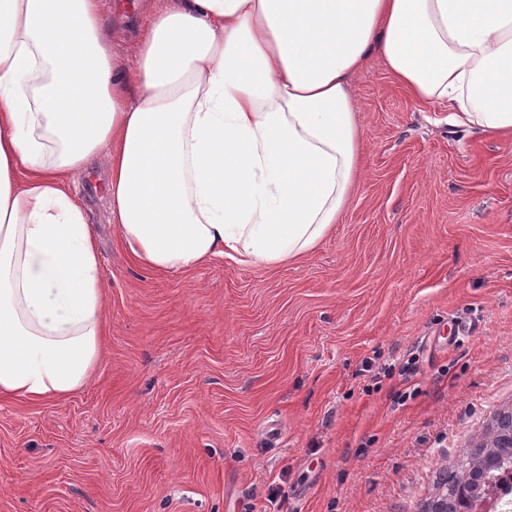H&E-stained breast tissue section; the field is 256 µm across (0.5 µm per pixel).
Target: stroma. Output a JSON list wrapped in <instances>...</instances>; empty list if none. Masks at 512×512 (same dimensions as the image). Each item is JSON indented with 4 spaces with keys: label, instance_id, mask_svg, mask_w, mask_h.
Here are the masks:
<instances>
[{
    "label": "stroma",
    "instance_id": "1",
    "mask_svg": "<svg viewBox=\"0 0 512 512\" xmlns=\"http://www.w3.org/2000/svg\"><path fill=\"white\" fill-rule=\"evenodd\" d=\"M354 94L358 190L281 266L147 268L109 223L106 158L97 192L70 185L108 333L66 400L0 398V512H421L512 406V140L374 59ZM458 316L474 333L446 344Z\"/></svg>",
    "mask_w": 512,
    "mask_h": 512
}]
</instances>
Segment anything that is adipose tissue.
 Instances as JSON below:
<instances>
[{
    "mask_svg": "<svg viewBox=\"0 0 512 512\" xmlns=\"http://www.w3.org/2000/svg\"><path fill=\"white\" fill-rule=\"evenodd\" d=\"M512 138V0H166L119 58L101 0H0V397L88 385L106 291L67 184L108 160L109 221L142 265L313 251L361 175L353 81Z\"/></svg>",
    "mask_w": 512,
    "mask_h": 512,
    "instance_id": "1",
    "label": "adipose tissue"
}]
</instances>
